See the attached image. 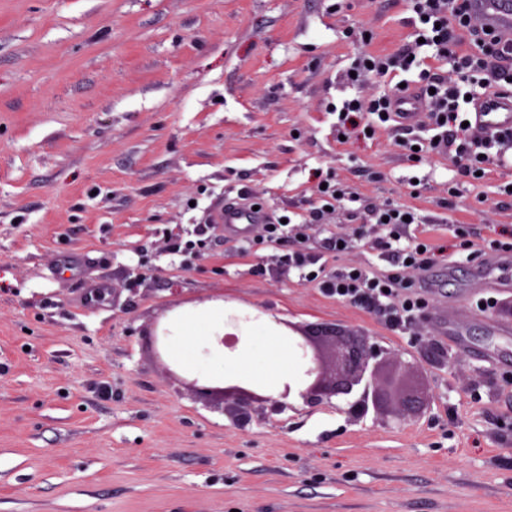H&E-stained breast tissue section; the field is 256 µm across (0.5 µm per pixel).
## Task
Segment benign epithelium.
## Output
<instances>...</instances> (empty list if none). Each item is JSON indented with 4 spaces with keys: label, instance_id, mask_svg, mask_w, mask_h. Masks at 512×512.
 <instances>
[{
    "label": "benign epithelium",
    "instance_id": "7a95c632",
    "mask_svg": "<svg viewBox=\"0 0 512 512\" xmlns=\"http://www.w3.org/2000/svg\"><path fill=\"white\" fill-rule=\"evenodd\" d=\"M291 334L288 339L297 349V364L294 372L284 384L282 397L297 393L306 404L315 406L338 395H349L354 388L364 385L357 405L365 413L369 408L376 410L382 406L378 375L386 358L384 351L369 342L365 336H347L340 329H314L297 327L275 320ZM196 392L210 398L221 395L232 400L235 405L236 421L242 425L251 420L255 406L272 403L284 408L286 403L274 400L260 393L257 387L245 388L237 385L198 388Z\"/></svg>",
    "mask_w": 512,
    "mask_h": 512
}]
</instances>
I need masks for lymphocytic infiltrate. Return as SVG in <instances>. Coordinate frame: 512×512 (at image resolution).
<instances>
[{
  "mask_svg": "<svg viewBox=\"0 0 512 512\" xmlns=\"http://www.w3.org/2000/svg\"><path fill=\"white\" fill-rule=\"evenodd\" d=\"M470 0H411L420 27L418 38L432 47L439 59L448 61L456 74L448 81L441 74L427 70L418 74L417 85L425 93V115L433 131L430 139H404V150L419 148L422 152H437L454 157L459 164V175L473 180L484 173L493 162L503 161L512 151V134L497 138L479 136L471 139L464 126L475 100L496 84L484 77L495 67L499 49L488 33L480 31L469 11ZM358 114L374 115L378 125H394L397 113L392 94L364 101L353 98L344 101L338 111L340 131H347ZM407 209L389 206L373 211L376 225L384 226L386 234L374 241L375 248L390 252L393 264L401 266L402 274L369 275L358 266H347L333 272H316L311 268L309 252L293 250L290 264L305 270V278L317 283L323 293L355 305L391 330H403L420 308V300L406 285L404 271L423 272L431 269L439 256L428 240L413 238L406 248L395 243L405 236L409 223Z\"/></svg>",
  "mask_w": 512,
  "mask_h": 512,
  "instance_id": "1",
  "label": "lymphocytic infiltrate"
}]
</instances>
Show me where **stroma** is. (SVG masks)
<instances>
[{
    "label": "stroma",
    "instance_id": "1",
    "mask_svg": "<svg viewBox=\"0 0 512 512\" xmlns=\"http://www.w3.org/2000/svg\"><path fill=\"white\" fill-rule=\"evenodd\" d=\"M414 19L408 0H0V512H512V289L474 279L512 237V167L467 182L404 131L336 134L333 105L389 90L347 70ZM322 178L356 199L315 223ZM228 200L302 232L238 238ZM383 205L414 211L447 275L396 332L285 260L391 272ZM218 298L368 337L412 367L413 416L294 397L238 425L149 345L173 306Z\"/></svg>",
    "mask_w": 512,
    "mask_h": 512
}]
</instances>
